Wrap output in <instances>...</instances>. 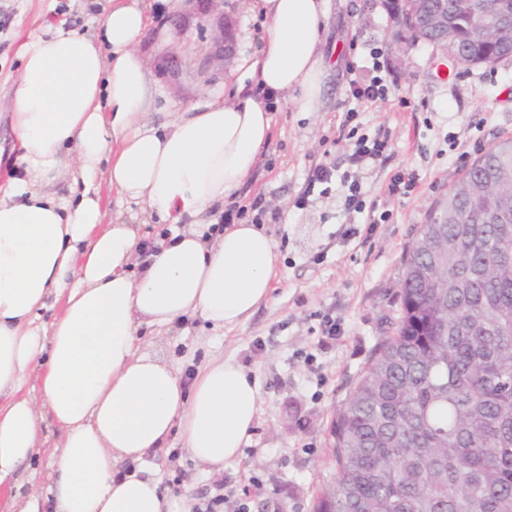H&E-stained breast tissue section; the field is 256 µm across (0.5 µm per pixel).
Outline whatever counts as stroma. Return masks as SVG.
I'll return each instance as SVG.
<instances>
[{
	"mask_svg": "<svg viewBox=\"0 0 512 512\" xmlns=\"http://www.w3.org/2000/svg\"><path fill=\"white\" fill-rule=\"evenodd\" d=\"M103 0H0V184L12 176L14 109L11 86L21 72L19 47L47 26L94 34ZM152 21L138 49L156 80L152 109L179 112L223 95L230 75L254 54L267 23L243 0H224V29L232 46L223 74L212 79L198 47L210 44L199 18L186 8L180 34L165 0H154ZM382 51L386 99H355L352 80L372 79L373 48ZM176 52L186 64L176 74L162 64ZM325 74L317 111H300L291 96L271 112L270 137L259 161L233 197L251 206L262 199L261 222L277 250V276L268 302L231 330L200 318L183 329L149 337L148 350L190 377L200 361L234 360L256 382L260 401L248 443L223 471L196 462L181 442L147 454L142 477L168 495H190L215 512H313L322 489L337 478L332 423L377 344L399 317L406 245L471 162L512 138V63L449 71L431 46L398 51L391 43L384 0H329L323 35ZM410 101L398 104L399 97ZM387 140L383 160L357 164L353 140ZM333 164L330 183L310 185L319 165ZM412 173L409 195L389 194L398 172ZM357 186L361 211L346 210ZM335 321L334 337L323 333Z\"/></svg>",
	"mask_w": 512,
	"mask_h": 512,
	"instance_id": "35a3bbf8",
	"label": "stroma"
}]
</instances>
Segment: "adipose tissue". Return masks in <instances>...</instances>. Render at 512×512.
Wrapping results in <instances>:
<instances>
[{
	"instance_id": "ef3b65f1",
	"label": "adipose tissue",
	"mask_w": 512,
	"mask_h": 512,
	"mask_svg": "<svg viewBox=\"0 0 512 512\" xmlns=\"http://www.w3.org/2000/svg\"><path fill=\"white\" fill-rule=\"evenodd\" d=\"M109 2L100 39L58 27L23 44L11 87L15 170L0 190V492L10 512H190L188 498L119 463L175 435L212 471L239 455L259 404L254 380L215 359L183 381L142 332L196 316L231 329L268 301L272 237L255 224L219 227V215L269 139L260 94L297 93L303 112L321 101L327 0H245L268 23L262 47L226 96L161 122L138 51L151 6ZM101 171L161 229L104 223ZM45 452L51 483L24 486L20 469Z\"/></svg>"
}]
</instances>
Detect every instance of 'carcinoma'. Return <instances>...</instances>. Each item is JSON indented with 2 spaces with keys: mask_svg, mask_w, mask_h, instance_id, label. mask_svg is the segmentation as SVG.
I'll list each match as a JSON object with an SVG mask.
<instances>
[{
  "mask_svg": "<svg viewBox=\"0 0 512 512\" xmlns=\"http://www.w3.org/2000/svg\"><path fill=\"white\" fill-rule=\"evenodd\" d=\"M448 0L424 31L462 70L512 61ZM512 138L479 155L408 244L401 316L336 414L314 512H512Z\"/></svg>",
  "mask_w": 512,
  "mask_h": 512,
  "instance_id": "obj_1",
  "label": "carcinoma"
}]
</instances>
